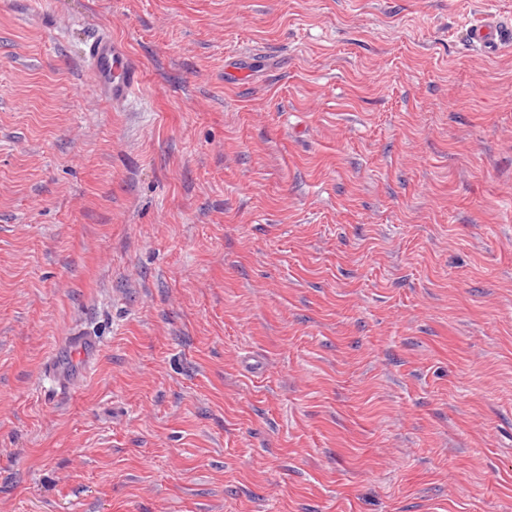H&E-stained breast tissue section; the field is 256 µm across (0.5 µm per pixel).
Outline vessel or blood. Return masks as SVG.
<instances>
[{
    "mask_svg": "<svg viewBox=\"0 0 512 512\" xmlns=\"http://www.w3.org/2000/svg\"><path fill=\"white\" fill-rule=\"evenodd\" d=\"M467 33L471 46L491 56L512 46V22L495 15L474 17L468 23ZM82 56L100 99L112 108H125L140 94L144 84L143 69L113 37L110 28L99 27L86 41ZM98 349L95 338L74 334L50 357L45 372L60 392L73 391L79 384L82 366L93 360Z\"/></svg>",
    "mask_w": 512,
    "mask_h": 512,
    "instance_id": "vessel-or-blood-1",
    "label": "vessel or blood"
}]
</instances>
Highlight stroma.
I'll list each match as a JSON object with an SVG mask.
<instances>
[{"instance_id": "obj_1", "label": "stroma", "mask_w": 512, "mask_h": 512, "mask_svg": "<svg viewBox=\"0 0 512 512\" xmlns=\"http://www.w3.org/2000/svg\"><path fill=\"white\" fill-rule=\"evenodd\" d=\"M484 13L512 0H0V512H512ZM103 23L126 112L80 57ZM85 67L102 101L122 109L140 94L144 84L139 62L101 26L82 50ZM99 349L98 342L92 336L81 332L69 336L66 345L50 357L45 373L55 382L61 393H69L77 388L81 366L89 364Z\"/></svg>"}]
</instances>
